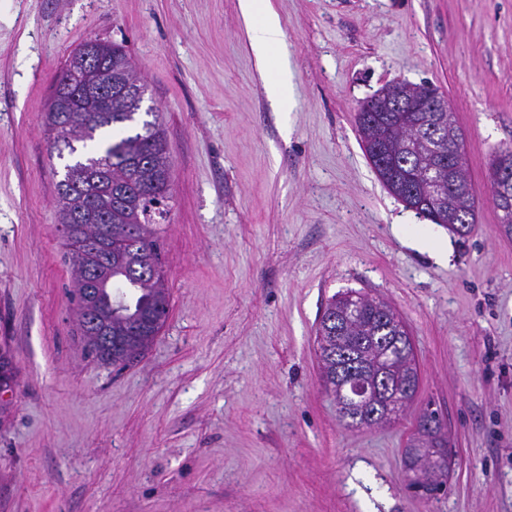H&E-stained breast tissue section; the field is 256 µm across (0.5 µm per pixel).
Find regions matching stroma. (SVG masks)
<instances>
[{
  "mask_svg": "<svg viewBox=\"0 0 512 512\" xmlns=\"http://www.w3.org/2000/svg\"><path fill=\"white\" fill-rule=\"evenodd\" d=\"M293 85L274 107L239 0H0V512H512V236L488 169L512 146V0H270ZM126 41L173 166L169 314L127 367L77 331L44 117L68 56ZM427 82L463 135L468 237L418 217L361 145L360 102ZM403 224L446 242L439 263ZM353 289L412 336L413 403L351 427L316 327ZM444 492H409L425 408Z\"/></svg>",
  "mask_w": 512,
  "mask_h": 512,
  "instance_id": "obj_1",
  "label": "stroma"
}]
</instances>
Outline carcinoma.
I'll use <instances>...</instances> for the list:
<instances>
[{"instance_id":"carcinoma-1","label":"carcinoma","mask_w":512,"mask_h":512,"mask_svg":"<svg viewBox=\"0 0 512 512\" xmlns=\"http://www.w3.org/2000/svg\"><path fill=\"white\" fill-rule=\"evenodd\" d=\"M130 58L122 43H112V59H103L104 70H112V86L129 81H141L138 71L123 70L119 62ZM61 90L62 107L70 112H46L45 125L50 149L61 142L74 155L75 141H93L96 132L111 128L112 136L99 143L97 153L80 155L64 164L63 179L58 183L59 223L74 226L76 237H89L93 248L76 253L65 242L66 254L75 271L98 260L109 261L107 275L112 284L128 289L131 299L121 312L112 316V339L120 344L105 350L92 342L83 321H78L81 336L91 355L112 365L133 362L159 335L169 311V295L163 276V258L156 218L148 206L145 194L152 191L163 199L170 198L171 158L164 129L156 122L145 121L143 132L123 133L127 124L136 120L143 99L127 97L117 92L102 100L77 96L78 85L71 62H66L56 82ZM362 134V146L370 165L383 186L417 214L427 211L421 206L419 186L426 178L438 180L445 192L436 211L446 221L448 229L460 236L468 235L476 223V197L469 179L466 162L446 156L438 162L431 155L417 156L405 148L407 139L415 135L413 127L402 126L388 131L374 121V114L357 113ZM461 139L452 112L446 120L434 126L429 137ZM383 141L392 154L396 169H380L369 143ZM494 204L500 211L499 220L512 228V202L491 189ZM350 291L337 296L327 308L336 309V322L326 325L321 317L316 329L326 389L336 385V351L355 356L362 374L370 377L384 367L378 360L376 347L382 341L398 335L401 320L388 304L367 296L354 298ZM396 360L389 371L387 387L392 393L402 392L405 384L419 376L413 344L394 346Z\"/></svg>"}]
</instances>
